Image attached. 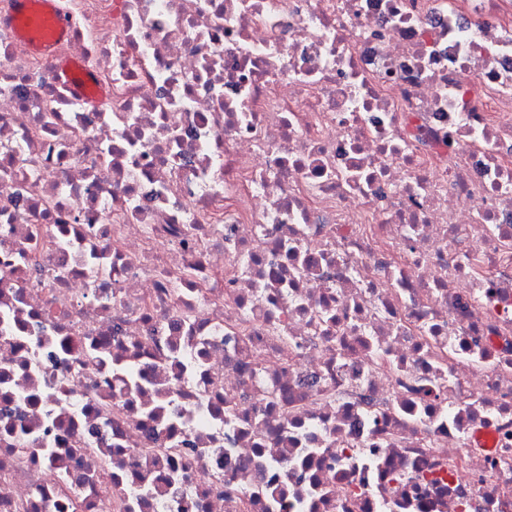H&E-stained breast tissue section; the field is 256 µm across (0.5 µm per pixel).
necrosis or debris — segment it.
Segmentation results:
<instances>
[{
	"label": "necrosis or debris",
	"instance_id": "1",
	"mask_svg": "<svg viewBox=\"0 0 512 512\" xmlns=\"http://www.w3.org/2000/svg\"><path fill=\"white\" fill-rule=\"evenodd\" d=\"M56 7L0 29V512H512V0Z\"/></svg>",
	"mask_w": 512,
	"mask_h": 512
}]
</instances>
